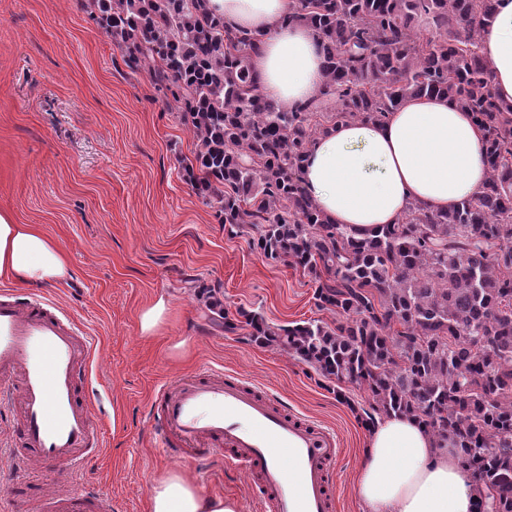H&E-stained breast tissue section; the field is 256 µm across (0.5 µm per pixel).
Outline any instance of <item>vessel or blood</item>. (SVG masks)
I'll use <instances>...</instances> for the list:
<instances>
[{
  "label": "vessel or blood",
  "mask_w": 512,
  "mask_h": 512,
  "mask_svg": "<svg viewBox=\"0 0 512 512\" xmlns=\"http://www.w3.org/2000/svg\"><path fill=\"white\" fill-rule=\"evenodd\" d=\"M93 341L51 301L0 291V386L20 381L18 466L74 467L100 444L98 414L82 385ZM146 423L170 456L204 460L258 478L263 512H334L335 431L288 411L232 374L204 369L160 384ZM42 512H112L111 499L83 489L44 495Z\"/></svg>",
  "instance_id": "obj_1"
}]
</instances>
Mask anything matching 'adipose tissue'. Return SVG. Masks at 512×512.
Returning a JSON list of instances; mask_svg holds the SVG:
<instances>
[{
    "instance_id": "ef3b65f1",
    "label": "adipose tissue",
    "mask_w": 512,
    "mask_h": 512,
    "mask_svg": "<svg viewBox=\"0 0 512 512\" xmlns=\"http://www.w3.org/2000/svg\"><path fill=\"white\" fill-rule=\"evenodd\" d=\"M227 26L259 39L251 58L262 93L287 108L307 103L324 84L316 33L285 22L290 0H210ZM479 53L496 96L512 103V0H497L482 27ZM483 133L445 97L404 102L384 123L347 122L318 136L305 158L306 193L332 222L368 230L396 223L407 207L449 210L484 185ZM69 262L38 225L0 211V280L40 288L65 279ZM356 493L370 512H475V480L456 451L436 447L413 419L381 416L368 436ZM151 512H235L171 473L155 482Z\"/></svg>"
}]
</instances>
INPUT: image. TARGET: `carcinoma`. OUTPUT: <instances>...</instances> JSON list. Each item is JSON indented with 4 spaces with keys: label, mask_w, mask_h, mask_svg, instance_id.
I'll return each instance as SVG.
<instances>
[{
    "label": "carcinoma",
    "mask_w": 512,
    "mask_h": 512,
    "mask_svg": "<svg viewBox=\"0 0 512 512\" xmlns=\"http://www.w3.org/2000/svg\"><path fill=\"white\" fill-rule=\"evenodd\" d=\"M93 19L165 88L197 141L184 167L218 222L255 227L267 259L314 277L332 320L272 327L217 296L206 307L324 379L367 391L375 415L411 417L475 475L476 512H512V104L478 52L496 0H293L320 38L325 83L288 109L253 77L255 35L224 26L209 0H92ZM426 18L443 31L425 38ZM446 96L484 132L488 178L448 211L413 204L396 224L341 226L306 194L302 163L346 122L382 123L408 99ZM334 274L321 280L318 270Z\"/></svg>",
    "instance_id": "cac0c4a2"
}]
</instances>
